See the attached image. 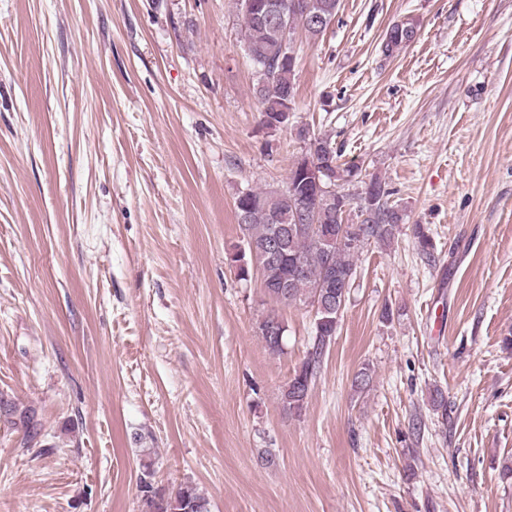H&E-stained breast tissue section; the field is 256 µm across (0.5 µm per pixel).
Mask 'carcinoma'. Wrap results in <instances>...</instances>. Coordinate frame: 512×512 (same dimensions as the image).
Instances as JSON below:
<instances>
[{"mask_svg":"<svg viewBox=\"0 0 512 512\" xmlns=\"http://www.w3.org/2000/svg\"><path fill=\"white\" fill-rule=\"evenodd\" d=\"M299 2L303 4L301 10L288 7V34L293 35L300 29L311 38L319 36L323 30L304 19V15H325L330 9L338 8L339 4V0ZM241 15L247 55L264 74L254 87V95L261 104V115L268 116L281 107L295 104V68L282 63V35L273 24L244 10ZM414 36L411 23L399 21L392 24L385 34L384 53L393 54ZM297 137L326 153L321 158L325 169L323 181L329 184L334 179L349 181L358 175V166L341 162V153L332 146L328 137L316 136L305 126L297 129ZM390 196L391 191L384 182L377 177L370 179L357 209V217L361 218L357 227L365 240L359 247L338 245L325 251L319 246L320 236L315 232L301 229L290 235L287 256L279 265L269 269L267 277L272 281L286 278L291 288L288 295H276L271 301L283 308L306 304L328 266L332 267L336 276L355 280L357 260L364 249L371 244L389 245L400 231L403 214L391 203ZM298 202L304 204L312 214L319 215L320 223H337L333 209L311 191L298 162L291 164L283 189H250L246 202L235 201L236 219L243 234L246 253L262 252L275 226L291 222L292 205ZM314 328L315 335L306 357L294 369L281 393L282 409L291 418H299L306 412L309 390L315 385L323 357L336 336L338 324L328 322L316 324ZM257 335L271 354L283 353L284 348L269 335L267 322L258 321ZM0 414L9 418L10 423L24 433L27 443H38L41 426L30 410H22L17 403L1 398ZM144 501L148 512H208L204 495L196 485L188 482L172 492L153 487L151 495L144 497Z\"/></svg>","mask_w":512,"mask_h":512,"instance_id":"cac0c4a2","label":"carcinoma"}]
</instances>
